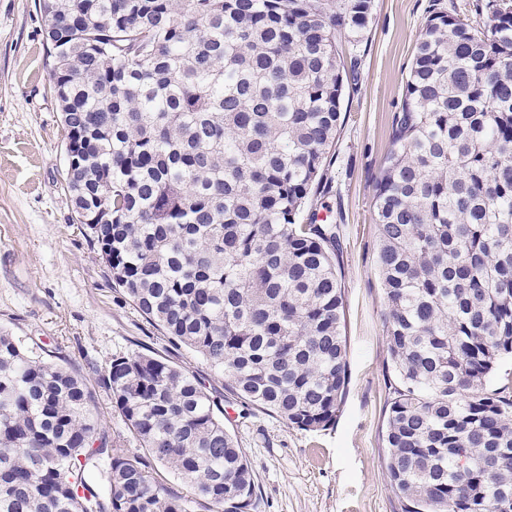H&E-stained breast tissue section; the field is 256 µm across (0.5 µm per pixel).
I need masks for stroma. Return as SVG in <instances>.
<instances>
[{"label": "stroma", "mask_w": 512, "mask_h": 512, "mask_svg": "<svg viewBox=\"0 0 512 512\" xmlns=\"http://www.w3.org/2000/svg\"><path fill=\"white\" fill-rule=\"evenodd\" d=\"M435 2L462 14L473 0H374L365 38L353 49L358 78L345 89L346 119L310 202L341 227L349 384L332 428L298 430L245 405L223 375L173 344L115 287L62 187L64 131L39 0H0V331L58 353L79 371L93 413L134 452L139 445L100 387V371L112 355L148 349L192 372L220 400L224 425L252 465L258 512H401L383 461L394 373L383 334L372 194L415 40Z\"/></svg>", "instance_id": "1"}]
</instances>
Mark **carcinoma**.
<instances>
[{
    "mask_svg": "<svg viewBox=\"0 0 512 512\" xmlns=\"http://www.w3.org/2000/svg\"><path fill=\"white\" fill-rule=\"evenodd\" d=\"M431 11L373 189L402 512H512V0ZM75 215L139 313L307 432L348 387L338 225L301 215L344 123L373 0H42ZM0 332V512H256L224 409L188 370L99 375ZM192 489L160 488L151 463Z\"/></svg>",
    "mask_w": 512,
    "mask_h": 512,
    "instance_id": "obj_1",
    "label": "carcinoma"
}]
</instances>
